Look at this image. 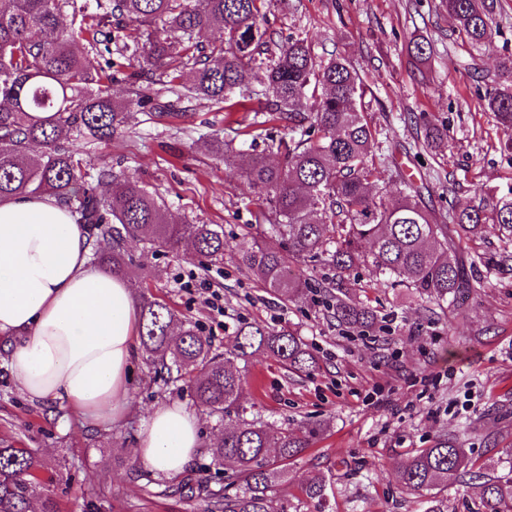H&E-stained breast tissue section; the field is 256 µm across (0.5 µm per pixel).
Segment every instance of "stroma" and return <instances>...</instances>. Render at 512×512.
Returning <instances> with one entry per match:
<instances>
[{
  "mask_svg": "<svg viewBox=\"0 0 512 512\" xmlns=\"http://www.w3.org/2000/svg\"><path fill=\"white\" fill-rule=\"evenodd\" d=\"M493 12L498 28L476 49L460 36L443 0H268L266 7L272 47L304 38L317 58L341 56L359 70L379 151L400 165L399 172H381L373 193L391 205L398 200L396 174L426 178L418 202L437 224L448 221L449 196L476 201L487 189L512 185V127L497 123L482 98L499 80L500 59L512 56V0H493ZM417 37L432 42L428 60L410 53ZM248 106L228 123L219 105L191 95L162 116L131 111L122 133L81 149L84 172L106 167L134 176L157 194L169 219L224 229L227 248L213 262L182 247L150 250L128 241L125 274L136 294L196 323L216 349L243 324L259 323L290 327L315 353L319 367L306 376L263 354L244 372L248 414L277 427L308 421L326 427L273 488L288 512H423V497L393 481L407 452L445 433L460 436L481 465L512 452V261L488 268L485 258H501L503 244L471 234L457 253L470 289L440 305L371 268L354 269L340 284L329 266L301 258L293 266L306 294L295 301L272 297L234 248L267 204L246 179L248 161L259 155L278 163L277 146L288 130L270 121L261 137L240 135V121L251 120L263 103ZM428 124L446 129L448 138L427 150ZM338 284L375 310L372 329L336 321L324 294ZM170 402L197 417L205 451L184 474L167 478L138 464L133 450L152 410ZM127 407L125 420L92 427L31 402L12 382L0 349V445L40 459V478L63 512H206L204 494L186 485L215 486L207 450L220 426L183 381L156 380L144 357ZM317 470L334 482L320 506L301 494Z\"/></svg>",
  "mask_w": 512,
  "mask_h": 512,
  "instance_id": "stroma-1",
  "label": "stroma"
}]
</instances>
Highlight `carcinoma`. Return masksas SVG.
<instances>
[{
    "label": "carcinoma",
    "mask_w": 512,
    "mask_h": 512,
    "mask_svg": "<svg viewBox=\"0 0 512 512\" xmlns=\"http://www.w3.org/2000/svg\"><path fill=\"white\" fill-rule=\"evenodd\" d=\"M459 34L484 45L493 30V10L480 0H446ZM265 0H0V200L20 193L47 194L67 207L76 223L88 227L94 255L122 272L129 261L125 244L142 240L150 247L175 248L188 239L211 260L224 257V232L215 224L169 221L155 196L130 176L102 169L97 181L111 185L106 199L82 182L74 142L95 145L124 127V108L149 105L163 113L183 95L185 69L192 70L191 93L228 107L236 98H264L265 111L289 129L281 163L256 157L246 169L252 188L273 191L269 206L256 215V227L281 238L272 250L247 236L237 246L239 262L267 290L286 301L304 295L306 284L292 275L290 259L326 258L337 276L359 266L407 279L420 293L446 302L470 288L456 251L478 228L512 246V188L475 205L448 202V223L434 224L416 202V189L403 177L399 203L388 206L370 191L378 171L369 158L378 148L375 130L357 106L365 93L359 72L345 59L317 61L311 44L296 38L269 51L259 25ZM69 12L78 27H62ZM224 30V43L205 48L196 35ZM94 56L109 54L105 66L78 54L76 40ZM122 41L121 62L109 45ZM506 79L485 93L495 120L512 125V57L499 61ZM124 74L132 85L122 108L112 102V81ZM158 86L144 91L141 82ZM337 321L370 328L376 315L357 305L341 288L331 304ZM140 342L155 375L172 377L188 370L196 404L224 426L210 449L222 468L224 486L206 490L207 512H286L271 494L288 473V464L323 432L307 423L296 430L273 428L248 417L241 405L242 370L257 353L278 359L288 371L310 374L316 356L295 331L245 324L214 351L210 337L167 304L142 298ZM462 444L448 436L417 448L401 461L396 483L406 491L428 494L425 512H448L443 492L464 474L481 481L476 512H512V454L483 472ZM40 460L25 448L0 447V512H59L54 494L38 478ZM311 501L327 496V477L318 471L303 488Z\"/></svg>",
    "instance_id": "cac0c4a2"
}]
</instances>
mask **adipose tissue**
Here are the masks:
<instances>
[{
  "label": "adipose tissue",
  "mask_w": 512,
  "mask_h": 512,
  "mask_svg": "<svg viewBox=\"0 0 512 512\" xmlns=\"http://www.w3.org/2000/svg\"><path fill=\"white\" fill-rule=\"evenodd\" d=\"M91 249L54 197L0 202V338L11 377L31 400L111 423L126 411L140 316L131 281L91 264ZM201 451L196 416L172 402L151 412L134 457L172 477Z\"/></svg>",
  "instance_id": "adipose-tissue-1"
}]
</instances>
